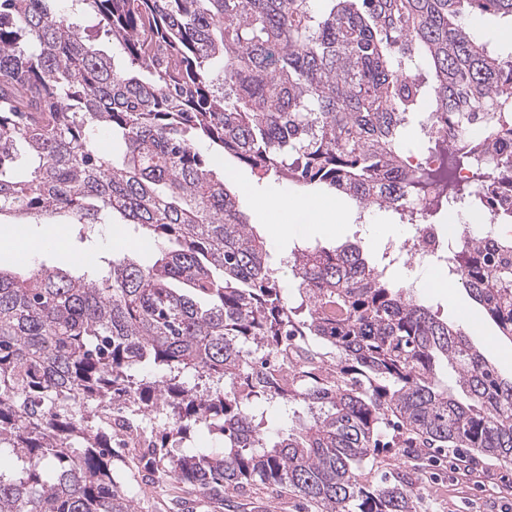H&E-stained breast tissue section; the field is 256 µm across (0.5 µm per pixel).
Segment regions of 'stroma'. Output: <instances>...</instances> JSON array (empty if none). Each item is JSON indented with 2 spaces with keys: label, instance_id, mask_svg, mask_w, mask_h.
<instances>
[{
  "label": "stroma",
  "instance_id": "obj_1",
  "mask_svg": "<svg viewBox=\"0 0 512 512\" xmlns=\"http://www.w3.org/2000/svg\"><path fill=\"white\" fill-rule=\"evenodd\" d=\"M218 173L227 175L229 187H237L239 181L250 184L251 190L240 193L239 204L249 224L260 235L270 252L272 261H280L289 255L295 246L304 243L319 244L332 248L348 242L363 245L369 258L380 261L388 242L400 240L407 227L401 224L397 214L377 209L366 210L355 201H348L350 211L348 223L337 225L332 233L315 230L304 234L281 237L276 233L273 215L263 212L257 200L263 196H275L284 200L300 197L321 196L333 200L334 194L326 186L298 187L288 185L269 176L259 178L251 167L232 158L216 159ZM67 251L52 246H43L31 255L0 251V267L24 270L34 265H45L63 270L72 269L70 256L79 252L96 260H104L117 251L133 257L143 265L155 262L159 249L155 244L141 243L133 228L127 224H100L94 233H87L79 224L65 225ZM124 241V248H117L113 238ZM418 299L429 306L449 324L463 327L480 352L498 368L502 376L512 377V341L499 337L494 324L488 321L480 306L474 302L463 287L452 291H429L417 289ZM464 450L447 448L436 452L429 443L420 441L415 447L401 449L393 442H386L377 452L378 468L370 474L378 480L381 474L415 469L418 479L419 507L417 512H512V465L497 460L475 456L470 458L471 468L461 467L459 460L465 457ZM139 461L130 450H122L121 459L115 467L124 489L129 490L136 502L137 512H172L171 504L178 487L170 482L159 481L151 485L141 482Z\"/></svg>",
  "mask_w": 512,
  "mask_h": 512
}]
</instances>
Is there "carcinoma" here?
<instances>
[{
  "label": "carcinoma",
  "instance_id": "obj_1",
  "mask_svg": "<svg viewBox=\"0 0 512 512\" xmlns=\"http://www.w3.org/2000/svg\"><path fill=\"white\" fill-rule=\"evenodd\" d=\"M53 2L0 0V217L117 216L173 248L96 275L0 270V512H133L118 416H164L145 481L220 502L262 486L320 512H417L410 473L362 480L390 431L511 465L512 378L468 333L357 243L292 251L287 291L211 160L410 225L460 207L512 224L477 193L492 164L512 193V52L463 25L469 7L512 18V0ZM413 125L438 168L406 167ZM447 268L512 341V238L483 256L450 242ZM201 429L221 453L193 445Z\"/></svg>",
  "mask_w": 512,
  "mask_h": 512
}]
</instances>
